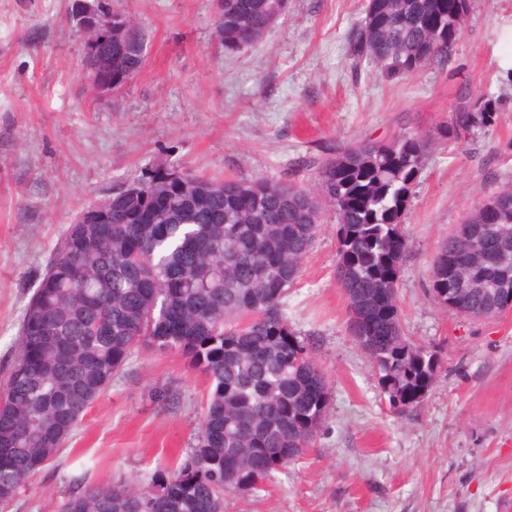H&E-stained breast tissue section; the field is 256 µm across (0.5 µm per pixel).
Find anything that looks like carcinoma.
<instances>
[{"label":"carcinoma","mask_w":512,"mask_h":512,"mask_svg":"<svg viewBox=\"0 0 512 512\" xmlns=\"http://www.w3.org/2000/svg\"><path fill=\"white\" fill-rule=\"evenodd\" d=\"M288 0H224L215 18L225 50L254 47ZM467 10L458 0H367L351 38L357 62L388 79L446 60ZM135 51L112 45V72L136 77ZM441 136L492 123L495 104L464 92ZM430 147L427 136L361 139L313 156L315 190L268 178L199 174L159 164L112 193L99 234L88 206L55 247L25 308L20 341L0 388V491L18 489L51 462L112 378L140 349L176 351L202 376L206 399L195 442L175 469L148 482L123 479L69 497L60 512H224L237 484L263 489L298 461L320 430L327 377L288 316L324 210L336 217V284L352 334L368 355L392 411L428 393L438 352L404 335L397 303L404 249L399 226ZM207 237L211 249L195 250ZM144 276L158 288H140ZM433 300L488 320L512 296V185L492 194L452 233L432 264ZM384 326L386 336L373 335ZM318 394L308 392L312 383Z\"/></svg>","instance_id":"obj_1"}]
</instances>
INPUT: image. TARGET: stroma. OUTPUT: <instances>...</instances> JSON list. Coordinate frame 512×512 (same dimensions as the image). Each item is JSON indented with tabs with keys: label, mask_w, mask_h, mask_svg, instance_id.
I'll return each mask as SVG.
<instances>
[{
	"label": "stroma",
	"mask_w": 512,
	"mask_h": 512,
	"mask_svg": "<svg viewBox=\"0 0 512 512\" xmlns=\"http://www.w3.org/2000/svg\"><path fill=\"white\" fill-rule=\"evenodd\" d=\"M148 41L115 97L91 92L70 0H0V382L24 308L78 214L151 165L311 187L300 158L363 138L434 135L461 88L493 98L490 126L438 140L402 217L403 332L441 357L436 383L392 413L336 285L337 224L325 214L288 294V313L331 399L306 454L224 512H504L512 506V310L472 320L430 294L438 246L512 183V0H470L447 62L390 80L356 65L365 0H289L258 44L228 52L213 0H112ZM205 383L176 352L135 355L55 458L0 512H58L70 495L176 466L194 442ZM172 397L153 400L156 390Z\"/></svg>",
	"instance_id": "1"
}]
</instances>
